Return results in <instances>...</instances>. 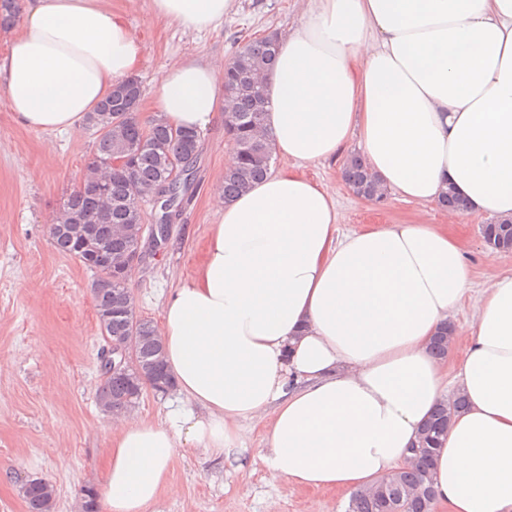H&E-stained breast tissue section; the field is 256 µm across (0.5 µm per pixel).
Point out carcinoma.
<instances>
[{"instance_id":"1","label":"carcinoma","mask_w":512,"mask_h":512,"mask_svg":"<svg viewBox=\"0 0 512 512\" xmlns=\"http://www.w3.org/2000/svg\"><path fill=\"white\" fill-rule=\"evenodd\" d=\"M18 12L17 0H0V27H7ZM277 40L257 38L246 43L224 72L227 90L224 130L234 143L232 161L224 170V200L230 201L262 179L273 160V144L265 127L268 93L261 78L271 64ZM141 82L130 78L88 115L97 139L92 158L78 185L66 196L54 224H69L80 217L97 222L101 212L106 221L97 229L98 246L112 256V294L108 299L110 317L105 327L114 336H124L135 321L141 338L139 354L148 368L137 377L112 374L103 379L98 392L102 411L112 414L135 406L147 387L164 390L172 378L165 369L162 337L154 323L136 317L134 299L127 286L125 255L138 241L142 205L151 201L159 186L173 172L190 173L200 147L197 131L176 129L160 121L143 122L138 112ZM134 156L132 165L121 170L112 161ZM344 180L358 195L381 201L385 192L370 179L360 158L351 155L344 166ZM481 234L487 246L498 252L512 251V221L484 224ZM453 327L444 326L433 342L438 356L448 354ZM464 406L459 396L441 403L423 425L416 444L409 449V463L374 485L352 494L347 512H386L385 503L396 512H432L434 504L433 466L439 439L447 432L453 416ZM28 512H51L53 488L42 479H31L23 487Z\"/></svg>"}]
</instances>
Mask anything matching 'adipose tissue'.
Segmentation results:
<instances>
[{
  "mask_svg": "<svg viewBox=\"0 0 512 512\" xmlns=\"http://www.w3.org/2000/svg\"><path fill=\"white\" fill-rule=\"evenodd\" d=\"M235 0H150L192 35ZM0 55L16 121L79 132L136 71L141 44L107 0H21ZM223 65L167 66L151 116L204 131L223 117ZM275 156L336 160L358 142L403 201L463 198L465 219L512 217V0H308L265 73ZM475 318L455 362L434 337L465 297ZM181 398L167 421L118 419L104 512H150L180 449L220 459L266 418L270 470L345 494L399 467L422 424L464 396L437 451L436 512H512V275L473 288L463 243L439 224L340 232L337 203L293 171L220 205L198 271L162 312Z\"/></svg>",
  "mask_w": 512,
  "mask_h": 512,
  "instance_id": "1",
  "label": "adipose tissue"
}]
</instances>
